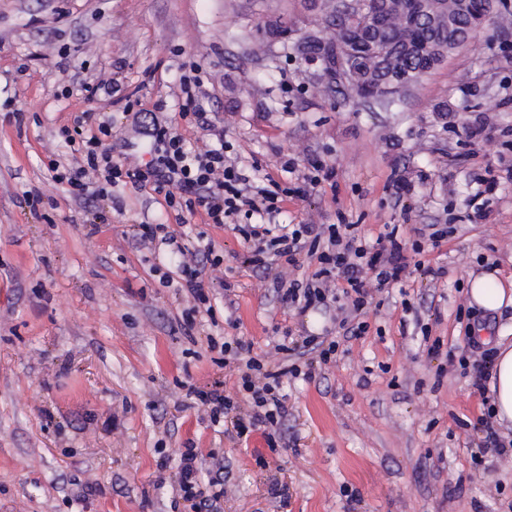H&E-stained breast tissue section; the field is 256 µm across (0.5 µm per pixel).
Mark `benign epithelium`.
<instances>
[{"label": "benign epithelium", "mask_w": 512, "mask_h": 512, "mask_svg": "<svg viewBox=\"0 0 512 512\" xmlns=\"http://www.w3.org/2000/svg\"><path fill=\"white\" fill-rule=\"evenodd\" d=\"M347 7L332 18L331 31L336 38L308 34L302 42L318 43L321 51L306 57V64L327 86L335 84L336 75L363 69L366 58L377 62L384 60L386 50L374 44L358 45L356 49L345 42L361 33L367 25L385 27L390 23L388 0H345ZM498 0H475L470 4V24L466 31H453L455 24L448 17L444 0H406L402 10L401 26L406 38L407 51L419 55H432L444 61L448 51L457 49L469 41L471 29L481 26L497 8ZM414 88V80L404 74L390 76L373 85L358 89L362 99L382 104L396 95L406 96Z\"/></svg>", "instance_id": "7a95c632"}]
</instances>
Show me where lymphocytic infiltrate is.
I'll use <instances>...</instances> for the list:
<instances>
[{"label":"lymphocytic infiltrate","mask_w":512,"mask_h":512,"mask_svg":"<svg viewBox=\"0 0 512 512\" xmlns=\"http://www.w3.org/2000/svg\"><path fill=\"white\" fill-rule=\"evenodd\" d=\"M153 145L147 161L127 164L116 160L104 140L112 134V125L97 121L93 112L74 116L72 126L60 134L72 152L81 156L82 164L66 167L50 160L48 170L54 182L68 185L78 198L105 199L120 182L153 185L163 194L168 207L195 212L203 209L209 222L222 225L239 214L278 213L279 196H303L317 186L325 170L322 162L310 163V172L302 185L271 190L253 186L242 167L228 160L224 148L207 145L187 147L177 129L152 123L146 128ZM237 230L248 244L243 257L245 266L271 279L279 300L299 311L322 305L336 306L339 325L351 336L368 330L361 321L362 311L370 304L373 292L403 284L412 271L434 275L432 267L423 265L418 256L420 241L406 243L395 224L385 225L376 246L363 243L354 224H241ZM178 274L163 271L159 282L170 287L180 281L191 302L184 307L180 322L193 329L200 316L215 317L213 296L206 282L223 281L224 255L213 244L202 253L182 249ZM207 348L215 352V363L232 368L237 377V394L229 396L219 386H189L186 397L191 407L204 410L212 423L228 421L232 438L243 439L254 431L266 429L268 446H275L287 408L280 393L285 380L311 378L317 366L328 363L339 349L336 339L305 336L290 344L274 347L275 359L241 358V340H221L210 335ZM202 459L195 449L181 454L177 466L176 495L189 503L192 512H222L221 493L204 495L199 485Z\"/></svg>","instance_id":"lymphocytic-infiltrate-1"}]
</instances>
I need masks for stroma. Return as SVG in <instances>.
<instances>
[{"mask_svg": "<svg viewBox=\"0 0 512 512\" xmlns=\"http://www.w3.org/2000/svg\"><path fill=\"white\" fill-rule=\"evenodd\" d=\"M507 3L387 112L326 89L284 53L283 42L325 32L303 0H0V512H182L171 485L189 446L223 457L224 512H512V456L486 446L481 396L457 362L475 333L489 348L512 341V306L490 313L468 298L471 275L512 281ZM278 21L287 39L273 34ZM193 64L210 130L181 116L180 77ZM101 78L117 92L87 101L81 83ZM87 109L111 114L117 159L147 151L132 123L141 112L190 144L231 143V158L284 186L320 160L332 177L285 198L275 223L342 215L371 243L387 224L409 241L415 227L450 224L421 255L444 274L375 294L365 335L343 341L312 379L284 383L278 447L259 430L236 443L185 405V385L220 381L230 393L235 379L213 364L206 326H180L184 296L152 273L176 271L180 254L139 245L136 225H170L191 250L223 249L233 308L216 317L252 353L286 331L337 335L336 323L283 304L243 265L232 224L213 227L201 211L178 221L149 186L70 197L48 163H76L57 133ZM404 179L413 189L400 196ZM478 195L485 216L471 221ZM428 337L441 355L428 354Z\"/></svg>", "mask_w": 512, "mask_h": 512, "instance_id": "stroma-1", "label": "stroma"}]
</instances>
